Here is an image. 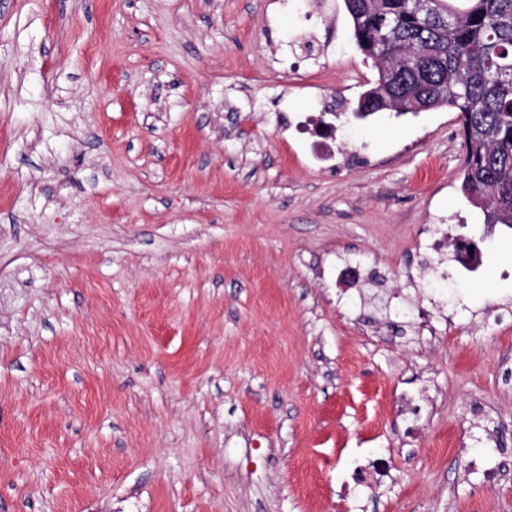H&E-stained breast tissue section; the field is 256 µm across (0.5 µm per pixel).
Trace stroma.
I'll return each instance as SVG.
<instances>
[{
  "label": "stroma",
  "mask_w": 512,
  "mask_h": 512,
  "mask_svg": "<svg viewBox=\"0 0 512 512\" xmlns=\"http://www.w3.org/2000/svg\"><path fill=\"white\" fill-rule=\"evenodd\" d=\"M376 77L344 0H0V512H512V229ZM294 128L304 139L316 138L310 142V149L318 160H323L320 155L314 151V147L318 146L323 150H331L328 141L333 140V130L331 128H325L323 122L316 120L313 115H308L298 120Z\"/></svg>",
  "instance_id": "stroma-1"
}]
</instances>
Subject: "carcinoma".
Wrapping results in <instances>:
<instances>
[{"mask_svg":"<svg viewBox=\"0 0 512 512\" xmlns=\"http://www.w3.org/2000/svg\"><path fill=\"white\" fill-rule=\"evenodd\" d=\"M357 50L377 78L352 108L365 120L440 107L459 112L462 191L512 227V0H344Z\"/></svg>","mask_w":512,"mask_h":512,"instance_id":"1","label":"carcinoma"}]
</instances>
